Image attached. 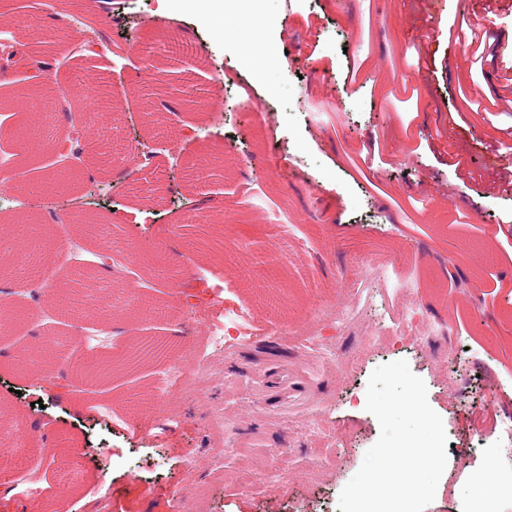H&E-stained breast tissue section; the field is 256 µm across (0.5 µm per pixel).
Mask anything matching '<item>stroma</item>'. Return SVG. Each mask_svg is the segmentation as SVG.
<instances>
[{"label": "stroma", "mask_w": 512, "mask_h": 512, "mask_svg": "<svg viewBox=\"0 0 512 512\" xmlns=\"http://www.w3.org/2000/svg\"><path fill=\"white\" fill-rule=\"evenodd\" d=\"M421 2L258 0L248 15L268 67L253 78L252 104L231 89L220 112L204 108L213 66L249 67L224 34L222 0H182L173 18L156 0H101L99 40L124 53L104 66L58 50L47 79L92 78L74 96L34 94L0 51V110L46 105L26 128L0 121V156L19 155L32 183L22 208L0 214V258L13 267L35 252L16 224L40 226L48 253L33 273L0 280V302L20 313L0 327V445L44 454L37 499L17 487L19 470L0 467V512H339L380 435L368 379L397 360L425 382L450 443L426 512H471L483 480L505 482L512 461L492 445L497 417L512 414V194L461 175L430 135L451 120L463 154L491 169L512 162L500 146L512 114L488 124L462 101L476 83L486 100L512 103V9L495 11L477 50L448 40L474 19L457 0H431L435 25L419 41ZM79 12L78 0H48L32 22L12 23L63 31ZM184 122L200 138L183 137ZM77 123L96 147L59 159L51 139ZM143 144L152 162L131 164ZM60 171L65 189L50 192ZM424 179L453 184L452 201L422 194ZM251 185L293 216L291 235L242 205L238 190ZM452 218L478 229L454 260ZM107 244L105 269L94 259ZM377 258L391 266L362 335L327 326L317 342L289 344L315 310L344 309L363 261ZM459 272L470 291L456 288ZM406 277L437 335L371 344L397 322ZM234 313L241 336L226 351L207 346ZM48 337L62 342L58 358L20 368V353ZM326 346L336 364L323 363ZM178 358L200 367L197 394L166 379ZM107 360L121 369L92 398L73 392L80 367ZM488 399L497 414L478 412ZM216 413L233 421L242 450L216 457Z\"/></svg>", "instance_id": "1"}]
</instances>
